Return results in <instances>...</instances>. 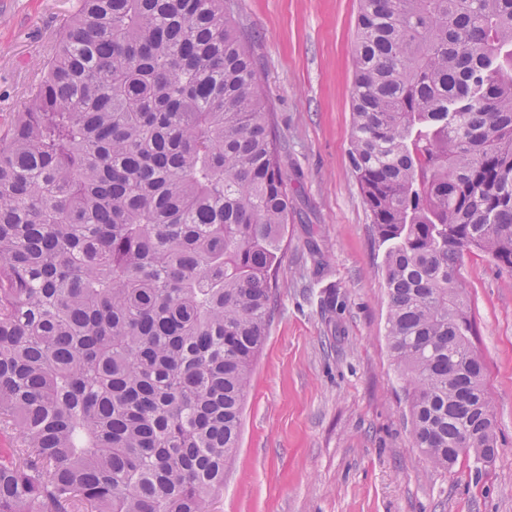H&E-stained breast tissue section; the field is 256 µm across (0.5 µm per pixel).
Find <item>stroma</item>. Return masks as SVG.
<instances>
[{
    "instance_id": "35a3bbf8",
    "label": "stroma",
    "mask_w": 512,
    "mask_h": 512,
    "mask_svg": "<svg viewBox=\"0 0 512 512\" xmlns=\"http://www.w3.org/2000/svg\"><path fill=\"white\" fill-rule=\"evenodd\" d=\"M282 144L288 224L265 346L217 512H512V273L458 277L498 448L434 467L414 447L387 340L386 247L351 171L359 0H224ZM78 0H0V131Z\"/></svg>"
}]
</instances>
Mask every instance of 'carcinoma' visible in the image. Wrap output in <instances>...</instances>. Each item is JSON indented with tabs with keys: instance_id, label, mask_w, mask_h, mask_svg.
<instances>
[{
	"instance_id": "1",
	"label": "carcinoma",
	"mask_w": 512,
	"mask_h": 512,
	"mask_svg": "<svg viewBox=\"0 0 512 512\" xmlns=\"http://www.w3.org/2000/svg\"><path fill=\"white\" fill-rule=\"evenodd\" d=\"M352 111L414 445L446 469L497 447L457 272L512 271V0H359ZM280 153L224 0H81L0 133V512H211L278 288Z\"/></svg>"
}]
</instances>
